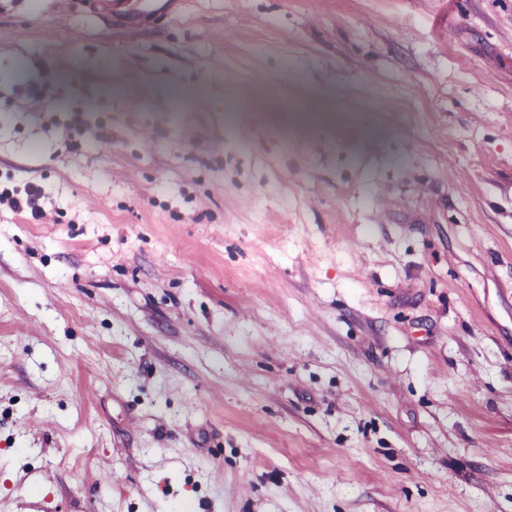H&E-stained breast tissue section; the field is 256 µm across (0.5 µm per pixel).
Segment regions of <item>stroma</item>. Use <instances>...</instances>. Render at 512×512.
<instances>
[{"mask_svg":"<svg viewBox=\"0 0 512 512\" xmlns=\"http://www.w3.org/2000/svg\"><path fill=\"white\" fill-rule=\"evenodd\" d=\"M0 0V512H512V0ZM15 193L16 197H10V190L8 188L0 192V202L3 197H6L9 201L11 208L18 212L29 210L32 215H39L41 213V206L39 200L41 198V191L34 189H26L25 196H18L19 191L15 189L12 191V195Z\"/></svg>","mask_w":512,"mask_h":512,"instance_id":"1","label":"stroma"}]
</instances>
